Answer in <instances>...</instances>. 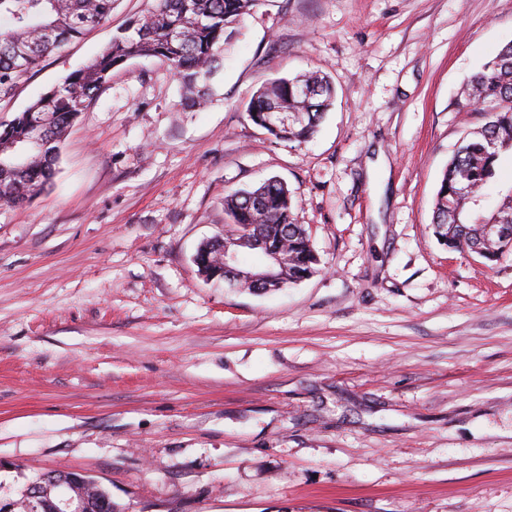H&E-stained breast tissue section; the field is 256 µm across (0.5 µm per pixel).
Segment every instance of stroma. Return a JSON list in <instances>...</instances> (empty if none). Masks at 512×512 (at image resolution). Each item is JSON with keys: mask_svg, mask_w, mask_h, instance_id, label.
I'll return each instance as SVG.
<instances>
[{"mask_svg": "<svg viewBox=\"0 0 512 512\" xmlns=\"http://www.w3.org/2000/svg\"><path fill=\"white\" fill-rule=\"evenodd\" d=\"M148 0L49 55L0 122ZM512 41V0H259L183 108L159 60L113 70L52 182L0 206V495L80 472L121 512H512V252L430 225L462 94ZM314 69L336 97L287 144L249 118ZM275 177L321 264L254 293L194 256L225 195Z\"/></svg>", "mask_w": 512, "mask_h": 512, "instance_id": "35a3bbf8", "label": "stroma"}]
</instances>
